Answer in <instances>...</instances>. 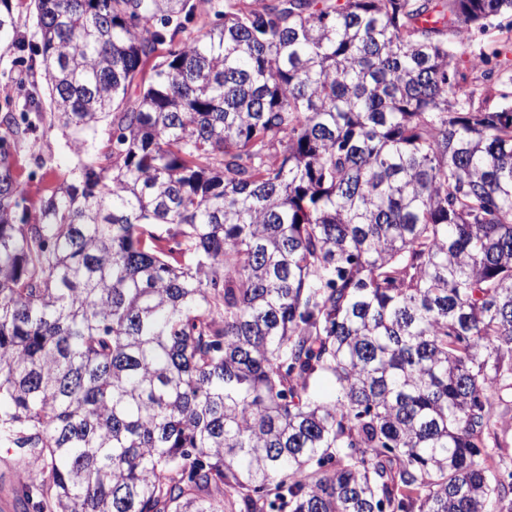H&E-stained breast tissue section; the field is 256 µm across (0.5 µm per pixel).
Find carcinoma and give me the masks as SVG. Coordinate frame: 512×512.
<instances>
[{
    "label": "carcinoma",
    "mask_w": 512,
    "mask_h": 512,
    "mask_svg": "<svg viewBox=\"0 0 512 512\" xmlns=\"http://www.w3.org/2000/svg\"><path fill=\"white\" fill-rule=\"evenodd\" d=\"M0 447L36 512H512V0H31ZM214 17L203 37L188 24ZM0 47L26 51L13 0ZM50 111L90 133L39 205ZM331 379L336 393L321 395ZM501 36H481L480 34L476 37V40L472 42H466L464 45L456 44V58L460 64V71L466 77V84L476 90V105L478 102L481 103L485 98V93L482 89L481 75L479 71L471 70L465 64V60L472 54L477 53L482 48L486 53H490L493 47L492 40L497 39ZM497 103V99L493 96L484 100L483 105L492 107Z\"/></svg>",
    "instance_id": "cac0c4a2"
}]
</instances>
